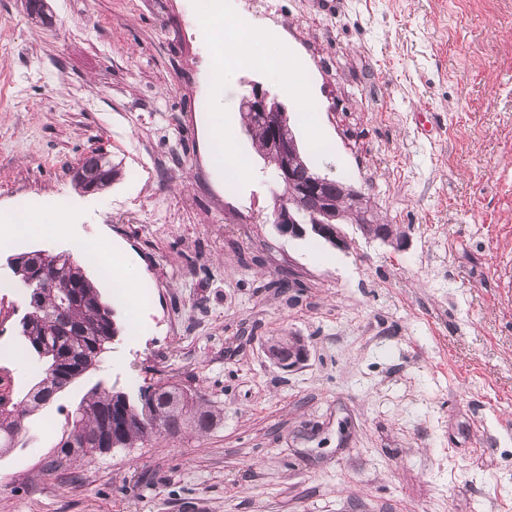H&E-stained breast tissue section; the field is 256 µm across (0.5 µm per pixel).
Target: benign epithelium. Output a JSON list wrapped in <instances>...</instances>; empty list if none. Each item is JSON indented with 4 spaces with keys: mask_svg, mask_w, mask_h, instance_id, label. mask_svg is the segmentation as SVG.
I'll list each match as a JSON object with an SVG mask.
<instances>
[{
    "mask_svg": "<svg viewBox=\"0 0 512 512\" xmlns=\"http://www.w3.org/2000/svg\"><path fill=\"white\" fill-rule=\"evenodd\" d=\"M241 105L244 109L259 113L272 124L267 149L278 157L277 179L288 182V193L279 196L283 206L276 207L275 228L279 233L291 237H303L310 233L325 239L338 249L345 250L349 247V241L342 230V224L345 217L352 214L356 216L360 230L366 238L397 247L404 244L403 234L394 226L377 230L375 225L370 223L373 212L362 192L349 186L344 191V200L341 201L321 194L316 180L306 187L294 186L289 159L296 152V139L291 134L282 135L281 127L284 125L287 112L268 90L259 84L254 85L251 93L242 99ZM306 201L311 203L315 223L298 224L295 221L296 210L302 208ZM283 346L284 341L271 340L264 347L267 358L279 368L293 370L307 361L309 350L302 339L291 340L286 353L282 352Z\"/></svg>",
    "mask_w": 512,
    "mask_h": 512,
    "instance_id": "1",
    "label": "benign epithelium"
}]
</instances>
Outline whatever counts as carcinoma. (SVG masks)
I'll list each match as a JSON object with an SVG mask.
<instances>
[{
	"mask_svg": "<svg viewBox=\"0 0 512 512\" xmlns=\"http://www.w3.org/2000/svg\"><path fill=\"white\" fill-rule=\"evenodd\" d=\"M252 126V140L263 149L270 126L243 113ZM296 177L306 183L320 174L302 153L295 156ZM80 189L109 187L121 170L107 156L96 153L81 164ZM18 288L28 299V311L16 330L41 362L39 379L24 394L5 385L8 370L0 367V456L17 447L27 434L28 419L43 410L63 388L96 366L101 354L117 336L114 310L102 299L83 267L72 254L42 257L33 250L15 255L10 262ZM46 266L54 279L73 287L66 297L60 288L34 291L29 280L38 266ZM57 366L61 374L49 373ZM219 412L202 397L165 382L128 392L99 382L65 417L57 455L51 465L87 463L114 449L133 448L161 435L175 436L183 429L207 433Z\"/></svg>",
	"mask_w": 512,
	"mask_h": 512,
	"instance_id": "obj_1",
	"label": "carcinoma"
}]
</instances>
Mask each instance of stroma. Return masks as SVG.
I'll use <instances>...</instances> for the list:
<instances>
[{"mask_svg": "<svg viewBox=\"0 0 512 512\" xmlns=\"http://www.w3.org/2000/svg\"><path fill=\"white\" fill-rule=\"evenodd\" d=\"M225 45L278 34L319 116L302 127L293 73L228 56L224 115L253 183L208 157L209 21L199 0H0V215L54 198L87 207L55 239L0 229V366L15 389L37 357L12 255L119 247L146 286L147 328L121 299L95 369L36 414L0 457V512H512V0H223ZM286 108L312 166L370 198L401 248L352 246L270 221L272 178L242 126L252 84ZM101 151L123 176L80 194ZM302 338L293 370L263 351ZM172 382L221 413L186 430L52 466L64 417L96 383Z\"/></svg>", "mask_w": 512, "mask_h": 512, "instance_id": "35a3bbf8", "label": "stroma"}]
</instances>
